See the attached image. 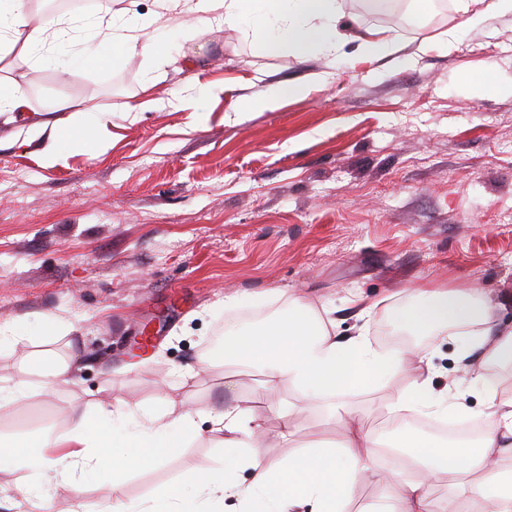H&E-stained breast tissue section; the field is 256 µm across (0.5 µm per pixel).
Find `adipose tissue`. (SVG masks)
<instances>
[{"label": "adipose tissue", "mask_w": 512, "mask_h": 512, "mask_svg": "<svg viewBox=\"0 0 512 512\" xmlns=\"http://www.w3.org/2000/svg\"><path fill=\"white\" fill-rule=\"evenodd\" d=\"M159 14L189 18L186 36L204 27L259 28L263 46L272 54L288 51L301 56L310 50L325 55L329 68L345 61L346 33L340 31L336 0H156ZM87 25L123 55L146 53L162 45L159 36L146 35L138 25L114 26L111 12L88 16ZM72 20L64 15H41L29 0H0V62L9 54L27 56L42 35L64 43L71 37ZM109 115L81 112L68 123L40 121L33 136L49 135L55 142L80 147L95 139ZM490 298L476 299L468 291L436 288L425 302L398 312L394 321L406 332L466 337L454 354L456 364L470 367L471 382L483 386L482 426L468 441H436L403 431L393 434L392 447L407 458L413 472L385 469L378 462V441L354 411L336 403V396L351 389L385 380L414 362L410 386L390 403L393 421L422 413L464 416L467 406L455 384L436 391L432 384V350L391 352L375 348L366 335L343 337L335 324H327L302 300L253 331L232 330L224 336L221 360L227 365L254 363L264 370L263 386L276 390L282 383L296 386L307 397L325 403L336 416L344 439L331 448H305L281 460L265 457L259 441L257 417L236 407L213 415L212 431L231 454L222 464L194 474L191 492L179 507H171L167 494H159L150 507H126L125 512H224L226 499H237L244 512H345L355 488L373 482L393 487L389 504L378 512H433L437 491H444L445 512H512V391L485 383L491 363H512V326L495 320ZM481 351L471 364L473 351ZM200 409L182 404L140 419L122 403L100 404L94 417L72 415L67 430L54 443L60 455L51 457L38 439L17 442L14 452L0 455V472L28 468L49 477L56 466L91 475L112 468V494L122 499L131 467L150 464L171 448L198 435ZM108 448H141L144 456L108 462ZM252 473L241 482L238 472Z\"/></svg>", "instance_id": "obj_1"}]
</instances>
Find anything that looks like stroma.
Listing matches in <instances>:
<instances>
[{
    "instance_id": "35a3bbf8",
    "label": "stroma",
    "mask_w": 512,
    "mask_h": 512,
    "mask_svg": "<svg viewBox=\"0 0 512 512\" xmlns=\"http://www.w3.org/2000/svg\"><path fill=\"white\" fill-rule=\"evenodd\" d=\"M447 2L439 16L434 0H408L409 24L382 25L409 48L428 43L425 54L369 59L358 37L372 21L356 0H338L349 41L333 72L322 53L268 55L252 34L216 26L184 42L171 14L160 66L114 58L107 43L97 64L81 65L82 30L54 50L67 69L12 58L0 78L26 80L33 109L0 116V325L60 312L73 330L47 339L35 325L32 340L0 346V385L28 392L0 411V444L55 438L72 413L107 401L141 413L171 399L206 408L196 440L128 472L132 506L162 489L185 493L191 474L224 458L209 416L229 404L262 417L269 459L336 442L333 416L292 384L270 395L260 366L218 361L225 325L256 327L297 297L329 310L343 336L363 328L384 349L436 346L434 387L456 380L479 413L454 343L392 321L424 290L448 286L493 297L498 320L512 323V220L502 215L512 209V15L452 41L464 15ZM487 68L498 90L467 83ZM270 82L310 91L252 107ZM186 95L192 106L180 105ZM60 99L111 119L100 150L63 144L50 164L45 139L27 140L24 129ZM359 295L378 304L370 318ZM228 296L238 306L225 307ZM147 325L152 339L131 353ZM45 350L78 364L49 391L22 368ZM412 377L407 367L344 399L384 437L388 406ZM111 477L60 475L46 486L16 469L0 479V512H108Z\"/></svg>"
}]
</instances>
